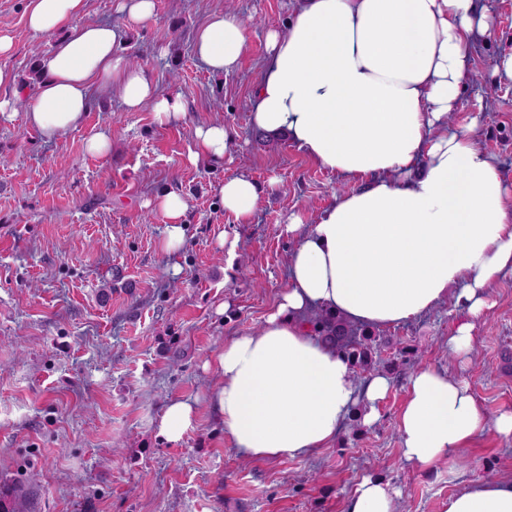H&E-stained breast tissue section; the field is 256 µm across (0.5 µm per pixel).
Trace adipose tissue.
I'll return each instance as SVG.
<instances>
[{
	"instance_id": "obj_1",
	"label": "adipose tissue",
	"mask_w": 512,
	"mask_h": 512,
	"mask_svg": "<svg viewBox=\"0 0 512 512\" xmlns=\"http://www.w3.org/2000/svg\"><path fill=\"white\" fill-rule=\"evenodd\" d=\"M85 9L86 0H28L33 34H63L41 61L28 125L57 141L115 92L127 111L150 109L158 125L183 120L181 94H158L151 70L119 53L126 28L77 25ZM491 15L488 0H298L286 30L268 32L252 126L287 138L351 187L316 223L290 218L287 287L261 331L228 338L212 362L210 403L243 457L294 459L331 447L356 406L372 422L390 390L380 372L357 380L350 361L315 335L316 312L385 327L451 298L467 317L449 333L448 350L467 360L492 287L512 272V186L472 128L448 126L475 51L492 35ZM248 39L238 15L216 11L198 28L194 52L211 73H230ZM193 139L190 163H220L232 134L211 121L195 125ZM217 195L241 220L261 205L245 174L220 183ZM147 204L167 220L164 252L177 253L186 197L170 190ZM196 412L195 403L170 401L160 435L181 442ZM491 431L512 437V411L489 418L468 384L433 367L411 375L398 432L414 467L433 471ZM343 512H396L395 495L367 478ZM442 512H512V477L465 482Z\"/></svg>"
}]
</instances>
